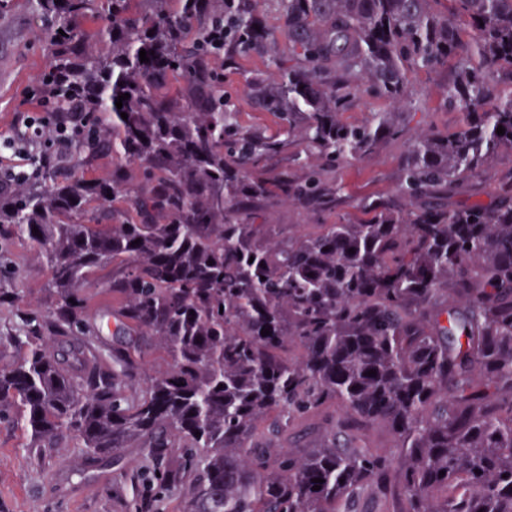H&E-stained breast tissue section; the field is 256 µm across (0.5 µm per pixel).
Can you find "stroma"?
<instances>
[{
	"mask_svg": "<svg viewBox=\"0 0 512 512\" xmlns=\"http://www.w3.org/2000/svg\"><path fill=\"white\" fill-rule=\"evenodd\" d=\"M49 63V47L32 16L30 0H10L8 7L0 10V136L9 135L16 113L26 111L25 91ZM452 78L449 68L422 72L400 103L377 102L364 95L346 112V120L361 122L373 113L394 111L403 134L338 171L325 172V181L344 187L337 214L359 215L364 198L391 192L398 180L399 161L415 136L432 126L451 130L459 126L460 112L440 105ZM511 171L512 154H499L452 188L449 206L490 202L500 179ZM0 258L10 264L25 288L27 302L35 308L45 307L44 286L50 273L34 252L15 240L0 248ZM28 442L23 429L0 424V512H122V500L132 490L115 476L118 468H136L138 449H124L120 466L107 463L86 472L79 449L47 448L35 454L28 451Z\"/></svg>",
	"mask_w": 512,
	"mask_h": 512,
	"instance_id": "1",
	"label": "stroma"
}]
</instances>
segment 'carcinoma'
<instances>
[{"label": "carcinoma", "mask_w": 512, "mask_h": 512, "mask_svg": "<svg viewBox=\"0 0 512 512\" xmlns=\"http://www.w3.org/2000/svg\"><path fill=\"white\" fill-rule=\"evenodd\" d=\"M275 2L270 24L262 0H31L70 84L51 111L88 135L0 188V244L50 270L44 310L0 273V344L21 352L0 423L89 468L139 448L126 512H512V176L487 205L447 202L512 152V0ZM450 61L461 123L411 141L392 192L313 232L268 223L273 199L336 209L322 174L401 136L384 112L340 119L360 94L396 103ZM232 75L276 131L240 123ZM302 143V177L275 167ZM107 265L110 363L83 288Z\"/></svg>", "instance_id": "obj_1"}]
</instances>
